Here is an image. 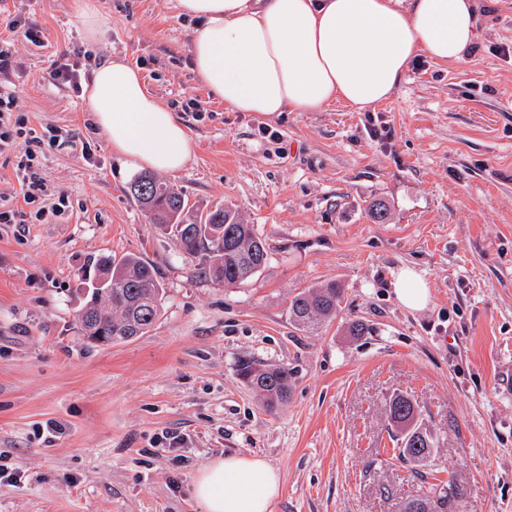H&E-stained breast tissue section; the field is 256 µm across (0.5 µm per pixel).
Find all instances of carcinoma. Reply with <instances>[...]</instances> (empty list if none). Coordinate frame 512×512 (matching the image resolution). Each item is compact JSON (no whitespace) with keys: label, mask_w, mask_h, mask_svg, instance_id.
<instances>
[{"label":"carcinoma","mask_w":512,"mask_h":512,"mask_svg":"<svg viewBox=\"0 0 512 512\" xmlns=\"http://www.w3.org/2000/svg\"><path fill=\"white\" fill-rule=\"evenodd\" d=\"M130 190L151 222L167 231L180 251L208 264V275L216 283L237 285L265 266L266 244L253 225L243 223L238 211L218 206L198 217L179 192L148 173L139 175ZM79 279L81 285L89 286L87 312L79 321L87 337L100 332L114 343L123 342L146 334L162 314L165 288L154 265L141 256L90 258L81 267ZM343 300V289L328 282L297 293L288 304V314L296 326L315 330L336 316ZM237 372L259 393L267 411L288 404L292 369L244 359ZM390 410L397 429V459L403 464H424L434 440L417 425L413 404L397 397ZM460 500L459 492L453 499L424 494L404 503L401 512H460Z\"/></svg>","instance_id":"cac0c4a2"}]
</instances>
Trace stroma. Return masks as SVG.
<instances>
[{"mask_svg":"<svg viewBox=\"0 0 512 512\" xmlns=\"http://www.w3.org/2000/svg\"><path fill=\"white\" fill-rule=\"evenodd\" d=\"M96 2L92 41L73 0H0L20 112L62 139L41 146V175L69 200L0 224V464L16 475L0 482V512H204L194 477L224 453L279 472L273 512H400L451 483L462 512H512V0L481 13L468 62L415 58L373 110L274 118L211 97L175 0ZM115 57L195 142L166 182L199 210L238 209L265 241L247 281L198 273L133 198L138 171L94 128L87 97L51 77L74 60L86 84ZM110 253L154 264L166 295L146 334L100 346L78 328V272ZM404 266L427 282L428 308L397 304ZM328 281L341 311L299 330L290 299ZM356 321L365 336H347ZM243 358L293 370L284 409L268 413L242 383ZM399 395L436 443L419 470L393 459Z\"/></svg>","mask_w":512,"mask_h":512,"instance_id":"35a3bbf8","label":"stroma"}]
</instances>
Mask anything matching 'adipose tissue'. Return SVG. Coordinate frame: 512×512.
I'll return each instance as SVG.
<instances>
[{
	"mask_svg": "<svg viewBox=\"0 0 512 512\" xmlns=\"http://www.w3.org/2000/svg\"><path fill=\"white\" fill-rule=\"evenodd\" d=\"M194 20L189 51L210 94L236 112L266 118L340 103L357 111L389 100L413 59L465 61L477 0H176ZM94 124L127 164L180 172L193 153L188 129L121 60L98 66L88 93ZM403 308L429 306L413 268L394 276ZM278 472L258 455L211 460L193 482L205 512H272Z\"/></svg>",
	"mask_w": 512,
	"mask_h": 512,
	"instance_id": "1",
	"label": "adipose tissue"
}]
</instances>
